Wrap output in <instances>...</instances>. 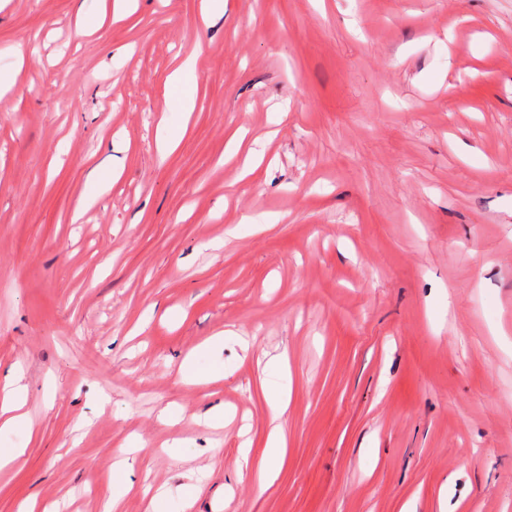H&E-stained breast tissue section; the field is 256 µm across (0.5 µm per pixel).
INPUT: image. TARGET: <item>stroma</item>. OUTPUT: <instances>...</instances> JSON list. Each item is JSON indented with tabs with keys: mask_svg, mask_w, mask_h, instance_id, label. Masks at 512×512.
Instances as JSON below:
<instances>
[{
	"mask_svg": "<svg viewBox=\"0 0 512 512\" xmlns=\"http://www.w3.org/2000/svg\"><path fill=\"white\" fill-rule=\"evenodd\" d=\"M202 9L0 0V512H512V0ZM21 367L15 368L4 379L1 387L0 419L3 427H17L28 422V414L23 410L26 404V385L22 384ZM289 394L290 386H283L270 402V431L263 454L258 458L251 457V448L248 446L242 451V458L246 467L251 464V466L258 469L261 488L267 486L277 474L288 445L282 417Z\"/></svg>",
	"mask_w": 512,
	"mask_h": 512,
	"instance_id": "35a3bbf8",
	"label": "stroma"
}]
</instances>
